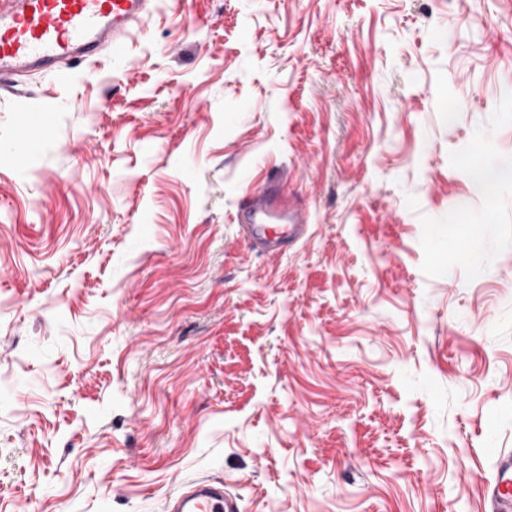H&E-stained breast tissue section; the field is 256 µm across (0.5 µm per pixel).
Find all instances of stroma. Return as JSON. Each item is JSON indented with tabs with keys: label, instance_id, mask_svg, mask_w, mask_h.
I'll return each instance as SVG.
<instances>
[{
	"label": "stroma",
	"instance_id": "1",
	"mask_svg": "<svg viewBox=\"0 0 512 512\" xmlns=\"http://www.w3.org/2000/svg\"><path fill=\"white\" fill-rule=\"evenodd\" d=\"M0 158V512H490L512 452V0H155ZM307 237L252 252L280 173ZM463 209L449 214L452 202ZM478 236L472 261L461 258ZM20 130L15 137L8 159L20 165L35 151L41 135L53 120L54 110L47 105H34L25 108ZM496 458V473L493 481L485 486V495L492 501L495 511H512V454L490 449ZM169 511L174 512H239L236 496L218 481L203 479L193 483L188 492L174 502L169 501Z\"/></svg>",
	"mask_w": 512,
	"mask_h": 512
}]
</instances>
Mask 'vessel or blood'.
<instances>
[{
  "label": "vessel or blood",
  "mask_w": 512,
  "mask_h": 512,
  "mask_svg": "<svg viewBox=\"0 0 512 512\" xmlns=\"http://www.w3.org/2000/svg\"><path fill=\"white\" fill-rule=\"evenodd\" d=\"M152 0H0V87L13 89L34 73L65 78L83 64L127 53L132 27L151 13ZM53 120L47 105L25 108L8 155L16 165L35 151ZM239 229L251 248L285 252L303 236L300 208L279 189L246 193L237 202ZM496 473L485 487L496 512H512V454L495 455ZM171 512H240L223 483L197 481L169 505Z\"/></svg>",
  "instance_id": "1"
}]
</instances>
